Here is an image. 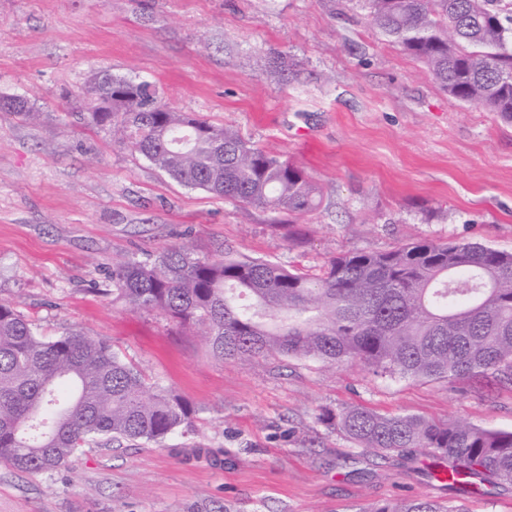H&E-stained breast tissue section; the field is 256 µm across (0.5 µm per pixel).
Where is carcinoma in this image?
<instances>
[{
  "label": "carcinoma",
  "mask_w": 512,
  "mask_h": 512,
  "mask_svg": "<svg viewBox=\"0 0 512 512\" xmlns=\"http://www.w3.org/2000/svg\"><path fill=\"white\" fill-rule=\"evenodd\" d=\"M389 42L424 62L456 101L512 122V0H361ZM81 99L84 127L116 138L172 180L278 214L314 210L320 187L301 166L237 130L178 112L155 85L95 77ZM0 107L39 115L24 98ZM112 300L201 329L214 355L282 356L327 367L360 363L376 375L459 381L488 371L512 384V252L479 242H407L348 251L311 278L270 260L199 257L186 244L112 263ZM195 409L151 384L109 342L64 328L46 338L0 301V462L53 473L82 448L157 442L191 424ZM362 454L448 460L444 480L466 492L512 487V430L362 404L323 415ZM359 512H467L457 500L410 496Z\"/></svg>",
  "instance_id": "carcinoma-1"
}]
</instances>
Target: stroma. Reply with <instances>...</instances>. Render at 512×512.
Segmentation results:
<instances>
[{
  "label": "stroma",
  "mask_w": 512,
  "mask_h": 512,
  "mask_svg": "<svg viewBox=\"0 0 512 512\" xmlns=\"http://www.w3.org/2000/svg\"><path fill=\"white\" fill-rule=\"evenodd\" d=\"M155 83L171 106L236 128L322 189L287 218L181 186L110 135L75 126L61 98L92 74ZM0 299L40 333L109 341L195 409L155 443L85 448L51 474L0 463V512H359L456 489L434 460L373 459L328 428L360 403L512 429L494 375L422 383L366 368L215 357L197 330L112 299V263L187 243L313 276L346 251L413 239L512 252V122L459 103L387 41L360 0H0ZM303 230L290 241L287 221Z\"/></svg>",
  "instance_id": "1"
}]
</instances>
